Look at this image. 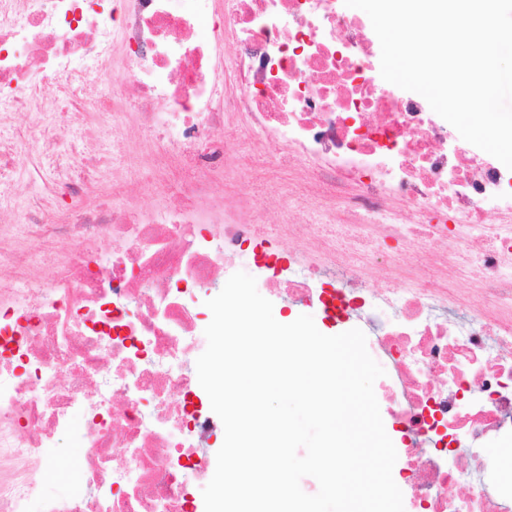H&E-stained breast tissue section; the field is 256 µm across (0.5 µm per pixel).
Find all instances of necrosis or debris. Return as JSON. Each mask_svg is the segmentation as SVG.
Masks as SVG:
<instances>
[{"instance_id": "obj_1", "label": "necrosis or debris", "mask_w": 512, "mask_h": 512, "mask_svg": "<svg viewBox=\"0 0 512 512\" xmlns=\"http://www.w3.org/2000/svg\"><path fill=\"white\" fill-rule=\"evenodd\" d=\"M215 2L0 0V175L23 162L34 186L0 189V512H198L219 422L196 402L199 318L239 271L274 303L337 297L365 333L405 495L512 512L482 454L512 440V170L384 81L339 0ZM89 100L111 127L64 124ZM231 130L258 135L248 158ZM134 140L177 173L151 201L80 207ZM268 193L305 221L256 222ZM271 234L287 253L262 252ZM71 433L80 478L53 495ZM379 408H380V413H381V416L383 419L386 433L392 440V442L395 446L396 452H397V461L393 467L392 475L393 476L399 475V472H401V470L405 467L406 460H407L406 454L404 453V450H403L404 445L402 443L400 433L398 431H396V428L393 427V422L390 419V417L388 416V414L386 413L385 405L379 404Z\"/></svg>"}]
</instances>
